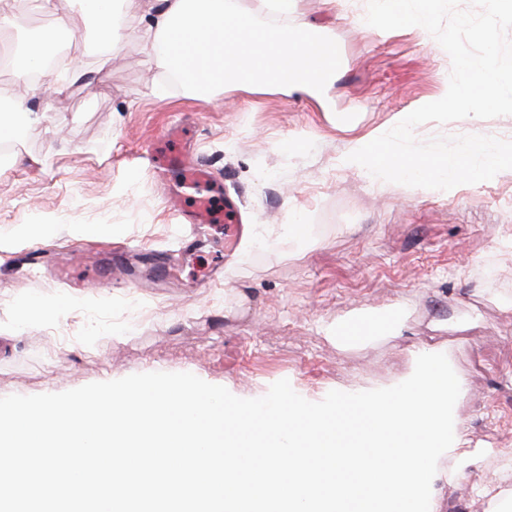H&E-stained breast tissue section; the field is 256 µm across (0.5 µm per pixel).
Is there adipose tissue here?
Here are the masks:
<instances>
[{"label": "adipose tissue", "mask_w": 512, "mask_h": 512, "mask_svg": "<svg viewBox=\"0 0 512 512\" xmlns=\"http://www.w3.org/2000/svg\"><path fill=\"white\" fill-rule=\"evenodd\" d=\"M44 6L53 11L55 25L25 47L15 69L20 79H27L56 33L68 29L72 8L89 16L104 55H111L122 38L113 0H44ZM305 29L301 21L284 29L262 23L242 11L238 0H157L145 41L160 65L179 73L182 85L200 99L227 86L272 87L287 94L310 88L309 82L289 77L285 65L298 50L311 57V47L297 41Z\"/></svg>", "instance_id": "obj_1"}]
</instances>
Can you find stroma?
<instances>
[{
	"label": "stroma",
	"mask_w": 512,
	"mask_h": 512,
	"mask_svg": "<svg viewBox=\"0 0 512 512\" xmlns=\"http://www.w3.org/2000/svg\"><path fill=\"white\" fill-rule=\"evenodd\" d=\"M148 4L121 0L124 36L108 58L87 54L88 25L81 10L72 12V57L87 75L67 94L40 99L15 76L0 82V93L46 114L0 164V236L40 220L55 226L36 243L0 249V327L36 301L71 304L66 319L0 334V397L160 371L192 373L240 398L286 379L316 402L332 390L394 386L412 373L418 350L431 348L463 380L455 424L472 447L498 451L433 489L443 512H485L476 483L512 489L502 470L512 458V311L502 305L512 298V170L440 191L343 164L352 144L445 95L449 55L422 27L369 26L346 0H295L290 17L271 13L265 0H241L264 23L298 17L324 32L342 50L340 71L313 94L228 87L206 103L174 83L160 99L149 93L165 72L145 48ZM170 124L185 126L218 199L233 200L243 223L258 233L303 224L317 247L237 248L215 278L220 253L207 238L183 257L179 284L135 291L117 272L108 286L88 287L99 256L80 251L78 225H100V238L152 260L178 250L187 226L167 186L179 176L156 180L148 154ZM473 132L512 140V116L414 130L421 141ZM34 247L51 264L72 266L71 280L21 269L19 258ZM394 304L404 308L397 334L387 330ZM363 312L374 324L370 341L339 344L326 335L325 326Z\"/></svg>",
	"instance_id": "1"
}]
</instances>
